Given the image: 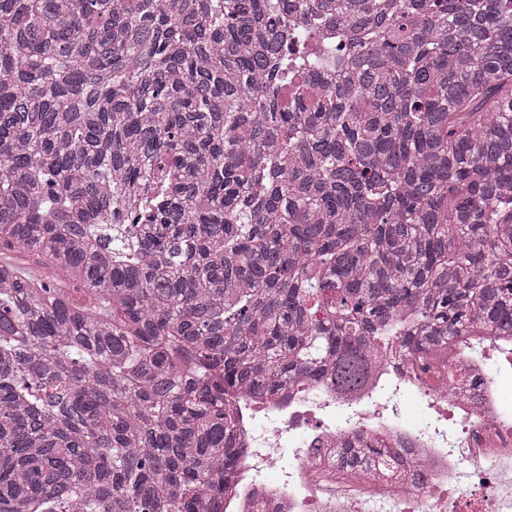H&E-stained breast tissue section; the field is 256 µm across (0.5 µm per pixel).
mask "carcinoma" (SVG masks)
<instances>
[{
	"instance_id": "cac0c4a2",
	"label": "carcinoma",
	"mask_w": 512,
	"mask_h": 512,
	"mask_svg": "<svg viewBox=\"0 0 512 512\" xmlns=\"http://www.w3.org/2000/svg\"><path fill=\"white\" fill-rule=\"evenodd\" d=\"M0 248V512H218L233 393L512 336V0H0ZM12 261L20 267H24L41 278L52 280L58 288H61L63 292L68 294L71 300L78 306H88L91 304L89 296L76 284L68 281H58L54 277V272L45 263L39 262L35 257L22 254L14 253L10 254Z\"/></svg>"
}]
</instances>
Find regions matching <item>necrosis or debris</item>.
I'll use <instances>...</instances> for the list:
<instances>
[{"instance_id":"necrosis-or-debris-1","label":"necrosis or debris","mask_w":512,"mask_h":512,"mask_svg":"<svg viewBox=\"0 0 512 512\" xmlns=\"http://www.w3.org/2000/svg\"><path fill=\"white\" fill-rule=\"evenodd\" d=\"M463 338L448 343L445 356L418 361L395 358L379 376L406 384L426 416L444 427L429 432L410 420L402 401L390 410L360 394L337 396L322 387V401L306 388L273 401L236 399V430L243 449L227 479L219 512H512V407L504 380L512 371V337L500 339L506 361L473 355ZM461 371V384L448 380ZM325 411L321 423L313 409ZM360 433L425 465V489L388 469L378 479L333 466L323 456L337 433Z\"/></svg>"}]
</instances>
